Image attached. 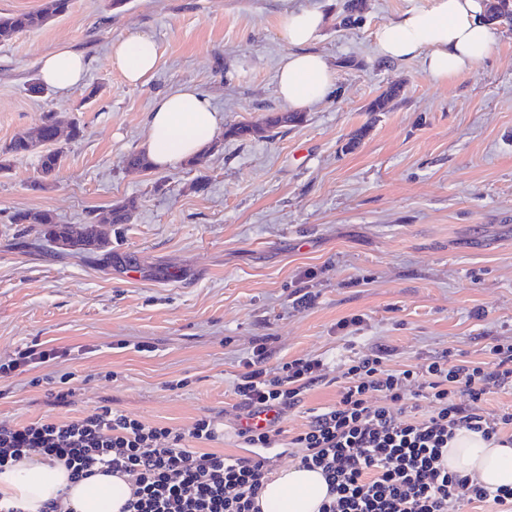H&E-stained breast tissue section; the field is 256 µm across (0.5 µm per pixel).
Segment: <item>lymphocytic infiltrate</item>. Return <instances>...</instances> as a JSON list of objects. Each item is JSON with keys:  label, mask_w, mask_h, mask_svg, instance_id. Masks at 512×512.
<instances>
[{"label": "lymphocytic infiltrate", "mask_w": 512, "mask_h": 512, "mask_svg": "<svg viewBox=\"0 0 512 512\" xmlns=\"http://www.w3.org/2000/svg\"><path fill=\"white\" fill-rule=\"evenodd\" d=\"M489 363L448 356L421 365H389L377 352L352 361L338 399L300 431L280 440L276 426L239 428L246 447L292 448L298 467L321 470L329 494L319 512H457L460 503L512 507V487L489 488L450 472L448 444L465 429L502 447L512 446V409L486 411V395L512 390V339H493ZM322 359L302 356L266 365L254 347L233 387L245 415L282 412L322 382ZM467 403L455 400L458 391ZM427 401L428 414L409 420L395 406ZM220 434L208 418L188 429L151 424L101 406L71 420L0 424V471L31 454L62 462L74 480L99 472L128 477L122 512H259L267 458L210 451Z\"/></svg>", "instance_id": "lymphocytic-infiltrate-1"}]
</instances>
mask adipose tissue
<instances>
[{
  "mask_svg": "<svg viewBox=\"0 0 512 512\" xmlns=\"http://www.w3.org/2000/svg\"><path fill=\"white\" fill-rule=\"evenodd\" d=\"M484 0H419L397 19L375 32L379 54L393 61L420 60L437 82L481 63L496 39L497 25L486 18ZM325 22L312 8L286 7L282 37L289 47L279 65L276 90L284 106L303 112L322 102L334 85L335 71L327 58L310 51ZM159 61L155 41L131 35L112 46V65L131 85L145 83ZM42 82L61 92L85 78L84 56L63 46L38 60ZM223 117L193 85L184 84L159 97L152 108L143 150L154 167L169 168L198 156L212 144ZM449 471L469 476L491 488L512 486V448L459 431L444 459ZM131 486L124 477L99 473L75 482L62 463L30 456L0 473V495L20 502L26 512L66 494L74 512H120ZM327 496L319 472L296 467L280 470L267 481L259 498L261 512H318Z\"/></svg>",
  "mask_w": 512,
  "mask_h": 512,
  "instance_id": "1",
  "label": "adipose tissue"
}]
</instances>
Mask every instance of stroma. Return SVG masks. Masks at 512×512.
Segmentation results:
<instances>
[{
	"label": "stroma",
	"instance_id": "obj_1",
	"mask_svg": "<svg viewBox=\"0 0 512 512\" xmlns=\"http://www.w3.org/2000/svg\"><path fill=\"white\" fill-rule=\"evenodd\" d=\"M294 4L325 15L311 48L334 66V89L269 136L217 135L195 167L140 172L124 159L145 141L155 100L185 83L228 128L284 112L283 0H72L0 46V145L50 112L81 129L55 177L42 179L34 152L0 172V362L34 341L70 352L0 378V423L102 405L183 429L207 416L221 431L213 450L243 456L233 386L258 345L270 367L326 363L324 380L283 411L288 436L335 403L349 359L385 348L397 365L448 350L482 361L488 342L512 337V25H499L475 69L436 82L376 50V30L411 0H365L350 28L345 0ZM131 34L160 55L137 86L111 62ZM64 45L86 57L85 85L31 96L38 58ZM398 82L404 98L368 114ZM127 198L134 218L105 227V250L59 249L12 221L47 210L79 227ZM353 316L359 324L340 329ZM59 380L72 393L65 407L48 403Z\"/></svg>",
	"mask_w": 512,
	"mask_h": 512
}]
</instances>
